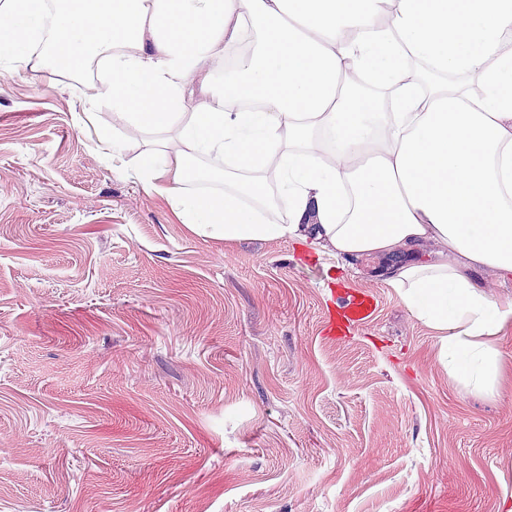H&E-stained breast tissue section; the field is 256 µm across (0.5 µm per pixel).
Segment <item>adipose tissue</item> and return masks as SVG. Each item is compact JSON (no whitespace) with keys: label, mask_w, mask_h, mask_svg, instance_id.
<instances>
[{"label":"adipose tissue","mask_w":512,"mask_h":512,"mask_svg":"<svg viewBox=\"0 0 512 512\" xmlns=\"http://www.w3.org/2000/svg\"><path fill=\"white\" fill-rule=\"evenodd\" d=\"M511 37L512 0H0V69L99 66L113 151L170 134L135 174L183 224L384 257L449 377L489 397L512 386V295L491 290L512 276ZM356 73L388 102L359 96ZM195 157L224 163L204 190Z\"/></svg>","instance_id":"ef3b65f1"}]
</instances>
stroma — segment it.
Here are the masks:
<instances>
[{"mask_svg":"<svg viewBox=\"0 0 512 512\" xmlns=\"http://www.w3.org/2000/svg\"><path fill=\"white\" fill-rule=\"evenodd\" d=\"M93 81L0 73V512H498L512 389L453 381L380 261L189 230ZM347 289L375 315L327 336Z\"/></svg>","mask_w":512,"mask_h":512,"instance_id":"1","label":"stroma"}]
</instances>
